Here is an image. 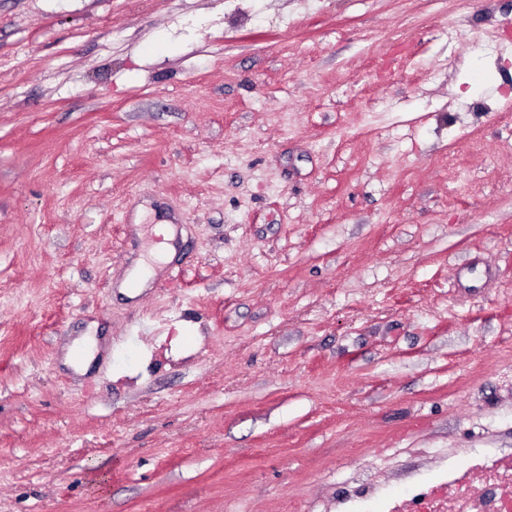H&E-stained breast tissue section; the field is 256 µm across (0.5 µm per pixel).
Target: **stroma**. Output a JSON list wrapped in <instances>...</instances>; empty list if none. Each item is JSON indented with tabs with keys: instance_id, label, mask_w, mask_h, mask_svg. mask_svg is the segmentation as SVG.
Listing matches in <instances>:
<instances>
[{
	"instance_id": "35a3bbf8",
	"label": "stroma",
	"mask_w": 512,
	"mask_h": 512,
	"mask_svg": "<svg viewBox=\"0 0 512 512\" xmlns=\"http://www.w3.org/2000/svg\"><path fill=\"white\" fill-rule=\"evenodd\" d=\"M508 97L512 0H0V512L512 454Z\"/></svg>"
}]
</instances>
